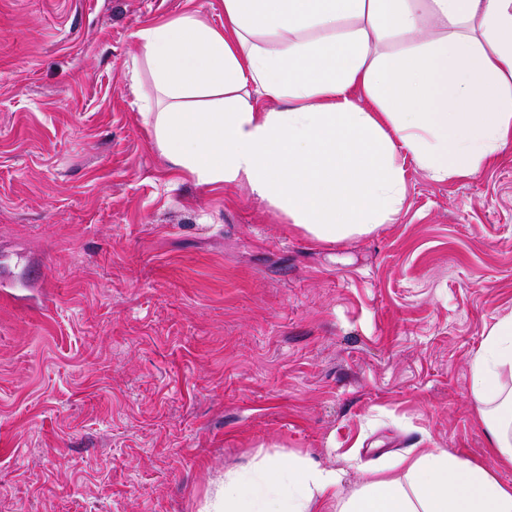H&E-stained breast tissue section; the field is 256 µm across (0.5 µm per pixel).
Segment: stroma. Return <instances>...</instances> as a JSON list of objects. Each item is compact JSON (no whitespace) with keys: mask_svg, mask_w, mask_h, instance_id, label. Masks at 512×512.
Masks as SVG:
<instances>
[{"mask_svg":"<svg viewBox=\"0 0 512 512\" xmlns=\"http://www.w3.org/2000/svg\"><path fill=\"white\" fill-rule=\"evenodd\" d=\"M224 0H0V512H198L261 456L496 471L470 360L512 312V145L406 166L394 222L315 242L157 148L137 32Z\"/></svg>","mask_w":512,"mask_h":512,"instance_id":"1","label":"stroma"}]
</instances>
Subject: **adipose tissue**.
I'll use <instances>...</instances> for the list:
<instances>
[{
	"mask_svg": "<svg viewBox=\"0 0 512 512\" xmlns=\"http://www.w3.org/2000/svg\"><path fill=\"white\" fill-rule=\"evenodd\" d=\"M439 33L424 40L426 21ZM155 97L139 101L172 167L244 185L312 239L391 223L405 165L478 173L512 144V0H224V26L187 15L140 30ZM266 94L280 110L256 104ZM490 450L512 467V312L470 361ZM344 474L266 456L214 480L199 512H512V485L442 448H413L349 494Z\"/></svg>",
	"mask_w": 512,
	"mask_h": 512,
	"instance_id": "ef3b65f1",
	"label": "adipose tissue"
}]
</instances>
